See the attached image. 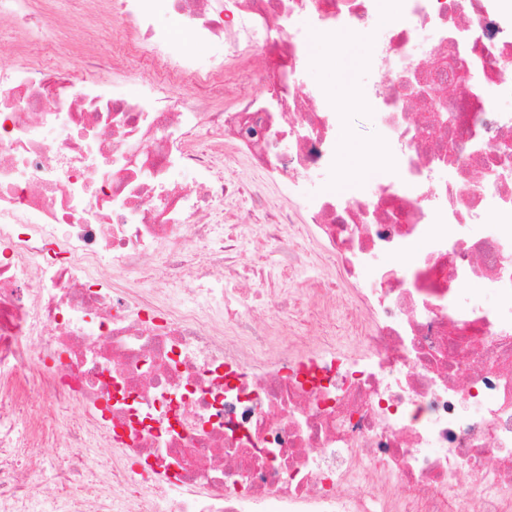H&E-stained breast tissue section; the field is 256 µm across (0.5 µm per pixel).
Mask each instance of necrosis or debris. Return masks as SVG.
Masks as SVG:
<instances>
[{"label": "necrosis or debris", "instance_id": "1", "mask_svg": "<svg viewBox=\"0 0 512 512\" xmlns=\"http://www.w3.org/2000/svg\"><path fill=\"white\" fill-rule=\"evenodd\" d=\"M52 2L0 0L19 58L0 69V512H512L504 0H82L83 41L106 23L113 71L144 62L136 95L43 60ZM176 24L213 54H185ZM315 34L371 40L388 75L362 91L384 160L351 192L304 180L335 172L348 118L303 84ZM232 156L299 195L304 226L226 178ZM302 232L319 275L285 294ZM340 300L368 321L356 352L293 331L289 308L320 325ZM31 395L40 416L19 418Z\"/></svg>", "mask_w": 512, "mask_h": 512}]
</instances>
